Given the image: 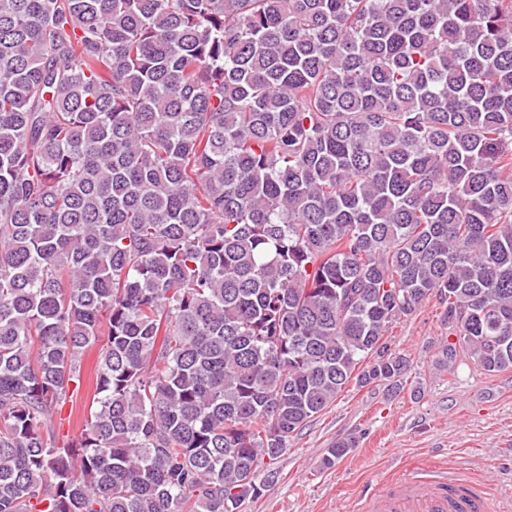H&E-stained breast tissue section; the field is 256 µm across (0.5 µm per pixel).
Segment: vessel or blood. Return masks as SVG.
<instances>
[{"mask_svg":"<svg viewBox=\"0 0 512 512\" xmlns=\"http://www.w3.org/2000/svg\"><path fill=\"white\" fill-rule=\"evenodd\" d=\"M361 512H494V499L477 478L450 472L424 460L408 473L387 476L363 497Z\"/></svg>","mask_w":512,"mask_h":512,"instance_id":"1","label":"vessel or blood"}]
</instances>
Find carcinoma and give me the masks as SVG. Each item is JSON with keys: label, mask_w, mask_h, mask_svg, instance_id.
<instances>
[{"label": "carcinoma", "mask_w": 512, "mask_h": 512, "mask_svg": "<svg viewBox=\"0 0 512 512\" xmlns=\"http://www.w3.org/2000/svg\"><path fill=\"white\" fill-rule=\"evenodd\" d=\"M432 296L512 369V0H0V512H240ZM105 341L106 335L102 332L98 341L94 345L90 346L83 356V386L76 402L74 403V407L70 415L69 410L71 405L67 404L61 414V418L63 420L61 423L58 421V430L61 439L69 438L71 435L77 436L83 427L88 414L90 394L94 389L96 368Z\"/></svg>", "instance_id": "1"}]
</instances>
